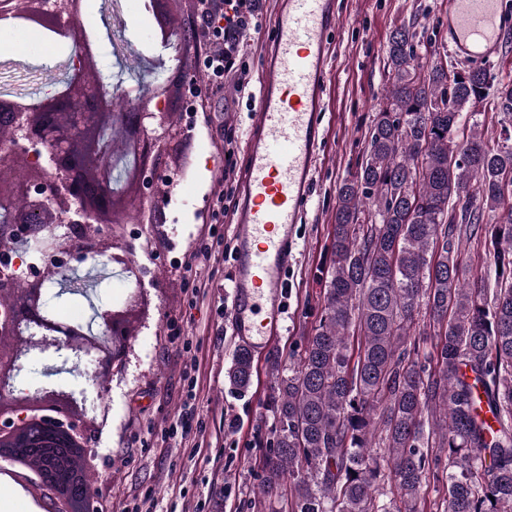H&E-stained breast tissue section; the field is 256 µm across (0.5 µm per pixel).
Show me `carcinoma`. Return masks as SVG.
Returning a JSON list of instances; mask_svg holds the SVG:
<instances>
[{
    "mask_svg": "<svg viewBox=\"0 0 512 512\" xmlns=\"http://www.w3.org/2000/svg\"><path fill=\"white\" fill-rule=\"evenodd\" d=\"M415 37L391 33L385 102L338 186L319 323L296 362L269 361L274 441L257 494L282 512H425L431 486L440 512H512V79L425 67ZM473 239L475 272L461 260ZM429 341L433 366L419 361ZM252 374L238 349L231 383Z\"/></svg>",
    "mask_w": 512,
    "mask_h": 512,
    "instance_id": "cac0c4a2",
    "label": "carcinoma"
}]
</instances>
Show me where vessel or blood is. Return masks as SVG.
<instances>
[{
	"instance_id": "vessel-or-blood-1",
	"label": "vessel or blood",
	"mask_w": 512,
	"mask_h": 512,
	"mask_svg": "<svg viewBox=\"0 0 512 512\" xmlns=\"http://www.w3.org/2000/svg\"><path fill=\"white\" fill-rule=\"evenodd\" d=\"M501 0H449L447 46L458 57L498 55ZM337 0H276L275 36L248 129L241 195L233 211L229 321L237 343L264 350L279 333L285 275L309 201L331 80L327 46L339 34Z\"/></svg>"
}]
</instances>
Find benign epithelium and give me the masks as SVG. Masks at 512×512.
Instances as JSON below:
<instances>
[{"label": "benign epithelium", "instance_id": "obj_1", "mask_svg": "<svg viewBox=\"0 0 512 512\" xmlns=\"http://www.w3.org/2000/svg\"><path fill=\"white\" fill-rule=\"evenodd\" d=\"M175 0H146L154 16L172 21L170 5ZM80 0H0V17L24 14L31 21L65 38L78 34ZM191 32L171 24L162 38L173 51L174 79L189 89L194 73L178 65L186 56ZM68 67L77 72L64 90L50 89L36 107L21 100L0 97V206L12 214L9 238L13 249L26 244L41 245L62 225L76 249L55 248L43 253L39 267L23 278L11 272V252L0 254V456L4 441L23 430L22 447L39 452L62 448L63 441L79 437L88 442L93 421L87 416L84 395L52 379L66 371L60 366L46 370L50 380L35 387L20 388L17 380L34 357L50 349L70 352L80 360L90 357L96 373L106 378L125 359L128 346L120 337L129 334L130 320L144 303L140 289L130 293L119 308L96 312L104 331L97 336L82 326L64 325L49 315L45 287L77 259L110 249L100 237V225L122 208L118 194L109 186L112 156L135 148L141 160L130 181L137 190L153 185L158 162L168 141L164 136L146 139L142 132L150 120L169 112L167 99L151 110L146 105L116 110L112 98H133L134 90L110 88L96 70L92 50L80 41ZM110 128L104 142L101 130ZM46 414L39 426L26 424L30 408ZM58 472L49 463L35 488L48 505V512H75L57 497Z\"/></svg>", "mask_w": 512, "mask_h": 512}]
</instances>
